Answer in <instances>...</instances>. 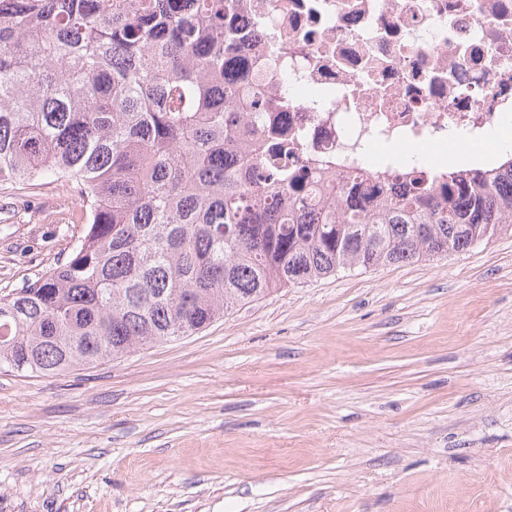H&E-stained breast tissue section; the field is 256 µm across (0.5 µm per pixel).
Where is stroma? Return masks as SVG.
<instances>
[{
	"label": "stroma",
	"mask_w": 512,
	"mask_h": 512,
	"mask_svg": "<svg viewBox=\"0 0 512 512\" xmlns=\"http://www.w3.org/2000/svg\"><path fill=\"white\" fill-rule=\"evenodd\" d=\"M80 205L0 190V295L68 253ZM0 512H512V235L114 361L0 369Z\"/></svg>",
	"instance_id": "obj_1"
}]
</instances>
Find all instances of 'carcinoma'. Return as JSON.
I'll return each mask as SVG.
<instances>
[{"label":"carcinoma","mask_w":512,"mask_h":512,"mask_svg":"<svg viewBox=\"0 0 512 512\" xmlns=\"http://www.w3.org/2000/svg\"><path fill=\"white\" fill-rule=\"evenodd\" d=\"M236 0H0V187L73 182L82 234L0 296V369L48 376L191 336L341 270L512 231V158L407 169L376 202L298 150L241 59Z\"/></svg>","instance_id":"1"}]
</instances>
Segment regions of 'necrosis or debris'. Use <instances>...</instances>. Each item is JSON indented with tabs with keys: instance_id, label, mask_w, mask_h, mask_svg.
Returning <instances> with one entry per match:
<instances>
[{
	"instance_id": "obj_1",
	"label": "necrosis or debris",
	"mask_w": 512,
	"mask_h": 512,
	"mask_svg": "<svg viewBox=\"0 0 512 512\" xmlns=\"http://www.w3.org/2000/svg\"><path fill=\"white\" fill-rule=\"evenodd\" d=\"M236 24L297 162L327 180L403 194L402 168L371 164L380 148L465 142L462 165L499 162L476 146L512 123V0H240Z\"/></svg>"
}]
</instances>
